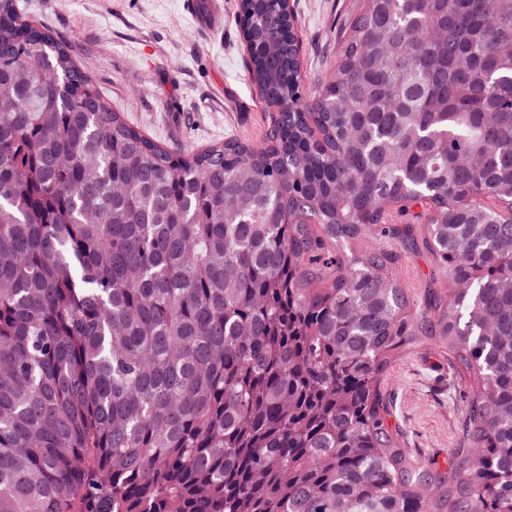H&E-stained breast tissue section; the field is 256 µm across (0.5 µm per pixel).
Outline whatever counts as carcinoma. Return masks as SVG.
<instances>
[{"label":"carcinoma","mask_w":512,"mask_h":512,"mask_svg":"<svg viewBox=\"0 0 512 512\" xmlns=\"http://www.w3.org/2000/svg\"><path fill=\"white\" fill-rule=\"evenodd\" d=\"M237 9L277 115L175 158L0 0V512H512V0H361L312 88L281 0ZM416 224L424 310L341 247ZM420 336L446 473L387 421ZM448 376V349L420 336L406 349L386 384L389 426L402 448L421 464L448 469V453L458 448L463 417L460 387Z\"/></svg>","instance_id":"obj_1"}]
</instances>
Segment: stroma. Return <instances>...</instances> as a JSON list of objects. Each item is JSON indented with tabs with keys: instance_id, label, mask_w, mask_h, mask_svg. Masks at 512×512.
Listing matches in <instances>:
<instances>
[{
	"instance_id": "1",
	"label": "stroma",
	"mask_w": 512,
	"mask_h": 512,
	"mask_svg": "<svg viewBox=\"0 0 512 512\" xmlns=\"http://www.w3.org/2000/svg\"><path fill=\"white\" fill-rule=\"evenodd\" d=\"M25 17L65 42L75 63L115 111L174 152L203 150L225 138L258 139L271 125L246 72V43L237 0H202L219 31L203 30L182 0H20ZM359 0H291L302 41V76L317 83L336 59V37ZM387 248L392 270L419 296H445L447 273L421 244L367 236L356 251ZM401 447L441 470L459 444V388L448 351L419 337L396 362L386 384Z\"/></svg>"
}]
</instances>
